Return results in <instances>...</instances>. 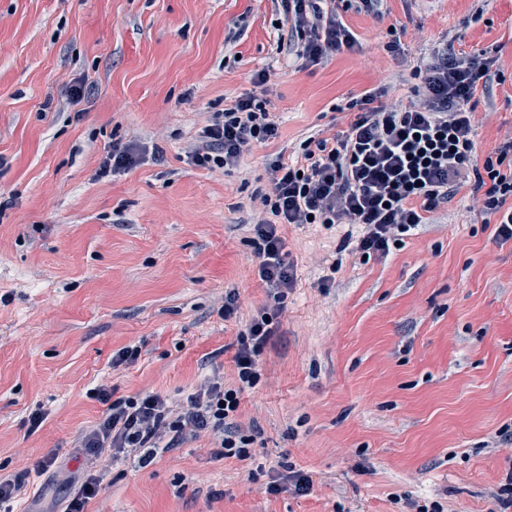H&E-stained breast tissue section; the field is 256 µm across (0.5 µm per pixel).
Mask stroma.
Returning <instances> with one entry per match:
<instances>
[{
    "instance_id": "obj_1",
    "label": "stroma",
    "mask_w": 512,
    "mask_h": 512,
    "mask_svg": "<svg viewBox=\"0 0 512 512\" xmlns=\"http://www.w3.org/2000/svg\"><path fill=\"white\" fill-rule=\"evenodd\" d=\"M475 10H344L355 49L308 65L276 54L286 21L272 0H0V474L55 461L27 512H62L73 440L105 410L93 388L178 402L214 375L236 384L233 343L268 309L253 197L271 191L272 159L349 128L350 98L384 83L412 100L433 49L487 52L475 98L486 159L512 127V0ZM261 71L277 137L238 169L191 167L196 132ZM77 85L79 114L66 102ZM133 140L144 160L98 178L106 151ZM281 231L295 286L237 417L253 459L218 457L204 433L144 468L118 460L88 512H512L495 498L512 476L500 438L512 430V240L463 191L364 260L342 248L344 227ZM126 346L139 358L113 366ZM283 462L311 477L308 494L267 492Z\"/></svg>"
}]
</instances>
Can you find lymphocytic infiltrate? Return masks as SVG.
Returning <instances> with one entry per match:
<instances>
[{
    "instance_id": "lymphocytic-infiltrate-1",
    "label": "lymphocytic infiltrate",
    "mask_w": 512,
    "mask_h": 512,
    "mask_svg": "<svg viewBox=\"0 0 512 512\" xmlns=\"http://www.w3.org/2000/svg\"><path fill=\"white\" fill-rule=\"evenodd\" d=\"M279 2L289 34L277 40V47L316 63L329 52L354 46V36L336 19L337 0ZM489 68L486 59L436 50L415 100L383 101L363 94L347 104L357 116L344 136L312 135L302 144L300 160L272 163L273 188L256 197L250 243L274 311L283 310L294 286L281 232L285 224H355L361 229L357 252L385 254L466 187L481 211L496 217V239L512 240V131L485 161L477 159L472 102ZM269 104L268 98L248 94L211 113L187 151L189 165L236 169L246 148L277 136ZM276 332L272 313L264 312L238 334L234 387L210 379L182 402L158 393L116 400L107 387L94 388L106 410L79 433L76 447L90 462L123 456L145 466L158 453L205 432L219 445L221 457L251 459L252 440L235 417L241 393L260 379L261 357Z\"/></svg>"
}]
</instances>
